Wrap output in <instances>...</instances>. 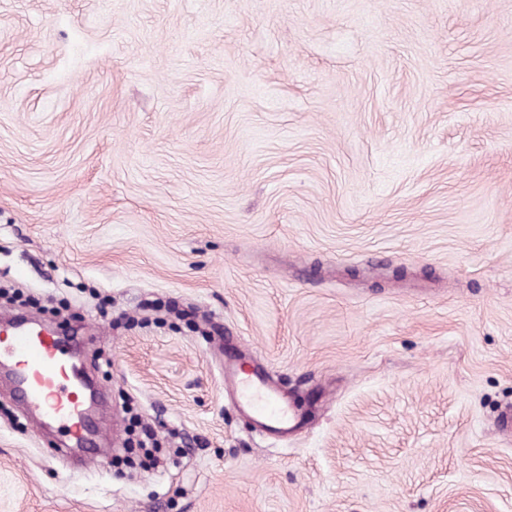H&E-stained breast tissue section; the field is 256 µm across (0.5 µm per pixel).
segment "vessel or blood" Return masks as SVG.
<instances>
[{
	"label": "vessel or blood",
	"mask_w": 512,
	"mask_h": 512,
	"mask_svg": "<svg viewBox=\"0 0 512 512\" xmlns=\"http://www.w3.org/2000/svg\"><path fill=\"white\" fill-rule=\"evenodd\" d=\"M13 366V385L27 407L58 426L75 445H82L86 430L84 382L75 366L60 351L57 336L45 329L17 324L0 341V362ZM224 383L234 408L250 413L261 433L285 435L297 428L300 417L273 374L265 368L246 370L233 346L224 348Z\"/></svg>",
	"instance_id": "1"
}]
</instances>
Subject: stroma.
<instances>
[{"label":"stroma","instance_id":"35a3bbf8","mask_svg":"<svg viewBox=\"0 0 512 512\" xmlns=\"http://www.w3.org/2000/svg\"><path fill=\"white\" fill-rule=\"evenodd\" d=\"M0 287L110 394L77 468L0 376V512H512V0H0ZM228 340L224 346V385L232 395L234 408L249 412L261 433L288 435L300 424L294 404L276 388L271 371L262 367L243 369V360L235 354L233 337L228 336Z\"/></svg>","mask_w":512,"mask_h":512}]
</instances>
